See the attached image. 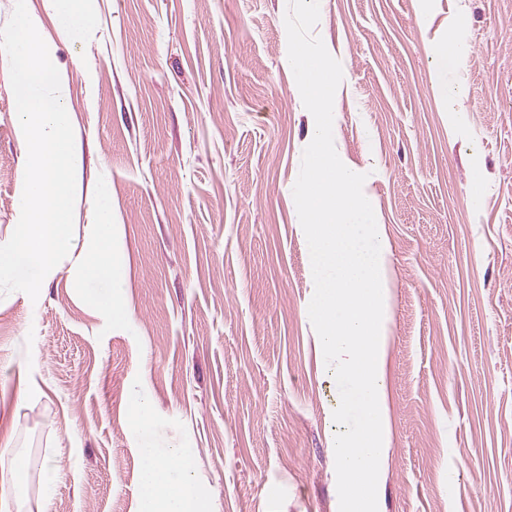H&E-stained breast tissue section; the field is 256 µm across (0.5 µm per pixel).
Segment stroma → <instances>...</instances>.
<instances>
[{
    "instance_id": "35a3bbf8",
    "label": "stroma",
    "mask_w": 512,
    "mask_h": 512,
    "mask_svg": "<svg viewBox=\"0 0 512 512\" xmlns=\"http://www.w3.org/2000/svg\"><path fill=\"white\" fill-rule=\"evenodd\" d=\"M54 51L82 158L74 230L111 191L130 330L62 269L0 299L9 512H139L140 448L195 461L207 512H339L338 388L293 186L314 118L287 57L288 0H92ZM343 69L334 145L366 174L386 256L381 512H512V0H320ZM461 55L453 101L433 66ZM0 53V244L24 147ZM153 410L149 433L131 418ZM60 465L51 487L42 465ZM457 62V43L451 36L439 52L434 65V88L441 97L448 98V76L456 69Z\"/></svg>"
}]
</instances>
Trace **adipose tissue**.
<instances>
[{
    "label": "adipose tissue",
    "instance_id": "ef3b65f1",
    "mask_svg": "<svg viewBox=\"0 0 512 512\" xmlns=\"http://www.w3.org/2000/svg\"><path fill=\"white\" fill-rule=\"evenodd\" d=\"M47 7L64 36L80 38L97 26V14L89 0H47ZM141 468V512H204L193 461L181 449H171L161 457L151 446H143ZM175 470L180 479L172 478Z\"/></svg>",
    "mask_w": 512,
    "mask_h": 512
}]
</instances>
